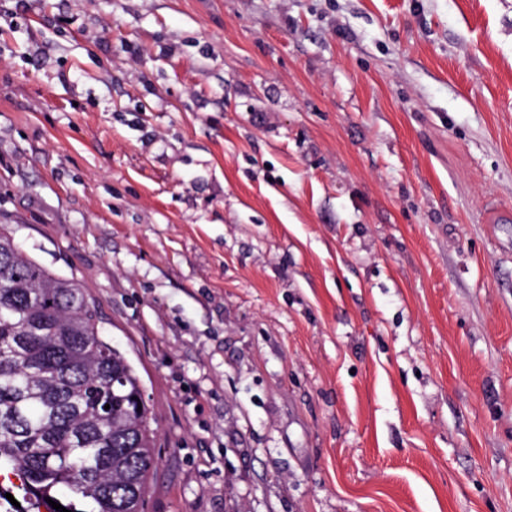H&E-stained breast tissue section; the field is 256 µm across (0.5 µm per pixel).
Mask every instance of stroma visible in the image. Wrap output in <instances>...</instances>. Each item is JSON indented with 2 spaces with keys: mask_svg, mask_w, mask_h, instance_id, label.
I'll list each match as a JSON object with an SVG mask.
<instances>
[{
  "mask_svg": "<svg viewBox=\"0 0 512 512\" xmlns=\"http://www.w3.org/2000/svg\"><path fill=\"white\" fill-rule=\"evenodd\" d=\"M1 224L150 512H512V0H0Z\"/></svg>",
  "mask_w": 512,
  "mask_h": 512,
  "instance_id": "1",
  "label": "stroma"
}]
</instances>
